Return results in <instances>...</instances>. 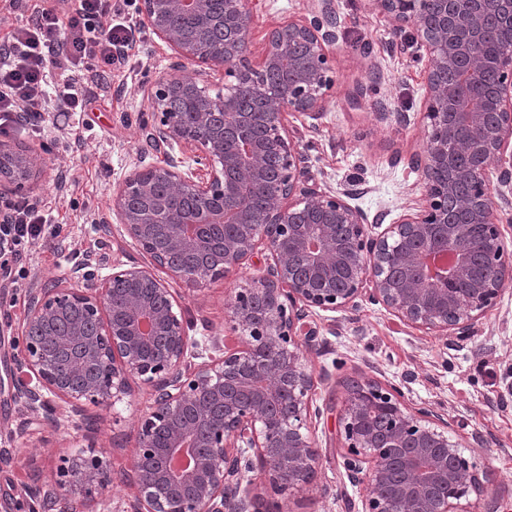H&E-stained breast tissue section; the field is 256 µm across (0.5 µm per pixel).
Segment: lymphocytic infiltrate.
Wrapping results in <instances>:
<instances>
[{
  "label": "lymphocytic infiltrate",
  "mask_w": 512,
  "mask_h": 512,
  "mask_svg": "<svg viewBox=\"0 0 512 512\" xmlns=\"http://www.w3.org/2000/svg\"><path fill=\"white\" fill-rule=\"evenodd\" d=\"M69 2L35 12L0 39V124L21 112L36 120L52 106L84 111L90 98L80 76H108L122 62L131 38L109 21L112 0H79L74 9ZM14 212L12 223L0 224V283L18 288L28 277L22 260L29 246L57 238L59 227L29 205H17Z\"/></svg>",
  "instance_id": "lymphocytic-infiltrate-1"
}]
</instances>
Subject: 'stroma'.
Returning <instances> with one entry per match:
<instances>
[{
    "label": "stroma",
    "instance_id": "stroma-1",
    "mask_svg": "<svg viewBox=\"0 0 512 512\" xmlns=\"http://www.w3.org/2000/svg\"><path fill=\"white\" fill-rule=\"evenodd\" d=\"M138 0H120L113 24L130 27L135 46L111 83L87 73V111L45 113L39 133L9 131L0 142L40 153L43 167L31 180L28 195L39 208L57 212L61 227L57 248L33 244L25 287L0 288V373L11 364L20 337L29 287L68 273L79 255L96 249L98 226L111 222L113 184L128 174L147 151L141 125L150 116L146 94L159 81L174 77L170 50L150 31L137 27ZM311 0H260L253 11L251 49L262 51V36L273 23L307 14ZM339 40L332 50L334 85L329 102L316 119L297 127L312 171L326 186L351 188L354 206L368 216L395 221L417 209L425 194L420 174L406 163L427 140L423 119L425 90L422 64L409 51L388 48L385 19L371 0H336ZM384 101L387 119H379L376 101ZM82 147H75V139ZM148 152V151H147ZM259 266L195 289L174 283L195 336H218L226 346L238 341L225 333L226 308L235 289L253 285ZM315 347L309 354L313 373L328 372L317 383L313 401L321 409L315 423L319 484L327 494L298 493L285 512H356L359 493L340 465L337 416L352 381L374 379L402 385L407 403L428 401L448 413L452 433L464 440L480 432L489 445L476 449L480 463L492 467L496 492L512 504V287L477 324L463 348H448L445 338L403 325L384 309L363 304L355 311L309 313ZM147 408L142 391H134L115 411H101L67 429L39 431L17 438L18 404L0 392V512H28V490L44 479L55 458L95 445L114 471L131 462L136 425Z\"/></svg>",
    "mask_w": 512,
    "mask_h": 512
}]
</instances>
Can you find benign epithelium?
<instances>
[{"instance_id": "benign-epithelium-1", "label": "benign epithelium", "mask_w": 512, "mask_h": 512, "mask_svg": "<svg viewBox=\"0 0 512 512\" xmlns=\"http://www.w3.org/2000/svg\"><path fill=\"white\" fill-rule=\"evenodd\" d=\"M251 0H139V24L191 61L183 88L194 111L174 112L172 87L157 83L146 144L162 163L139 156L112 189V216L155 269L110 257L112 230L67 277L28 290L23 345L13 356L25 377L12 397L30 425L58 431L91 406L112 408L149 395L138 422L128 512H282L314 486L320 415L306 354L307 314L379 306L405 325L471 340L475 324L512 284V50L489 61L482 46L512 28V0H373L396 47L414 46L424 70L428 148L410 165L422 173L421 205L391 224L351 205L311 173L291 120L315 118L333 86L330 49L338 40L335 0H313L309 15L270 27L252 59ZM309 61L271 91L249 79L280 66L294 46ZM224 85L213 92L211 74ZM281 165L266 209L255 218L249 192ZM40 155L0 142V186L22 192ZM269 260L250 288L235 290L227 319L242 349L190 335L167 280L188 288L239 273L259 251ZM442 408L410 406L395 384L356 382L338 418L357 512H500L489 494L494 472L461 451ZM114 471L93 446L63 456L37 489V512L79 499L95 512Z\"/></svg>"}]
</instances>
